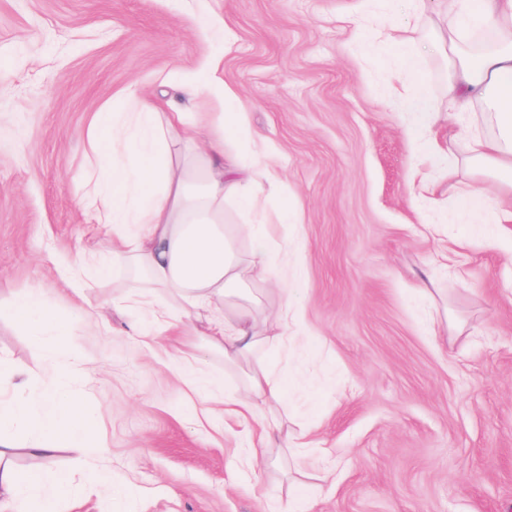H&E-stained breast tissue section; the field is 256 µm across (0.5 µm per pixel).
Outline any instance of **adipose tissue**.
I'll return each mask as SVG.
<instances>
[{"label":"adipose tissue","mask_w":512,"mask_h":512,"mask_svg":"<svg viewBox=\"0 0 512 512\" xmlns=\"http://www.w3.org/2000/svg\"><path fill=\"white\" fill-rule=\"evenodd\" d=\"M383 2L377 13L361 2L350 21L358 30L376 23L379 37L397 44L402 65H409L408 41L392 34L395 0ZM443 2L449 50H456L463 28H489L496 34L492 48L461 58L448 84V100L475 124L481 115L472 111V104L488 107L496 134L474 137L464 150L512 186V0H477L472 10L462 9L460 0ZM128 99L133 107L129 118L116 121L99 112L92 122L93 132H107L122 146L113 157H97L106 176L91 180L86 191L95 223L112 228V247L107 257L91 256L75 270V278L102 272L110 262L136 271L137 279L113 297V308L146 312L149 324L136 330L144 339L178 332L183 358L201 348L223 355L225 366L240 380L237 391L224 399L225 412L259 426L248 460L267 459L275 448L306 452L307 430L284 429L283 387L264 358L282 341L283 327L303 317L285 297L271 315L263 313L270 287H288L287 276L277 267L290 260L291 252L271 240L265 225L224 221L225 203L254 210L260 201L281 193L280 181L260 157L226 152L227 140L246 133L243 113L229 104L218 125L203 135L187 124L184 113L160 111L158 104L133 91ZM403 109L426 131L422 147L427 157L447 161L448 152L433 131L430 91L418 88L405 97ZM50 306L44 288L0 302L39 349L45 323H53L58 335L71 333L69 323L51 322ZM80 371L75 361L56 367L55 386L40 416H33L26 404L10 405L14 424L27 434L23 453L54 459L68 446L72 425L85 422L83 399L71 389ZM13 450L10 441L0 438V512H54L58 488L49 486L43 475L18 479L9 461Z\"/></svg>","instance_id":"1"}]
</instances>
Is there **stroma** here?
Masks as SVG:
<instances>
[{"instance_id": "obj_1", "label": "stroma", "mask_w": 512, "mask_h": 512, "mask_svg": "<svg viewBox=\"0 0 512 512\" xmlns=\"http://www.w3.org/2000/svg\"><path fill=\"white\" fill-rule=\"evenodd\" d=\"M355 0H0V298L48 289L73 326L68 348L91 364V434L49 463L16 454L20 477L52 472L70 486L59 512H283L304 488L311 512H512V238L462 220L456 186L474 182L490 207L512 202L494 172L456 157L444 175L410 141L394 96L425 83L448 122L449 62L434 50L439 0H403L395 20L413 66L373 36L356 46ZM219 76L237 94L247 137L277 174L282 196L231 224L268 225L299 257L293 286L304 311L278 354L288 423L307 425L306 455L247 467L256 426L212 413L192 392L201 375L220 393L237 378L201 350L186 365L166 341L133 336L112 295L126 271L76 282L69 270L112 229L85 199L94 112L127 109L125 89L212 127L222 106L183 81ZM436 180L434 201L415 173ZM97 305L92 324L76 314ZM448 333L431 336L434 317ZM0 356L30 374L0 401L44 405L48 363L9 314ZM129 496L82 490L89 436Z\"/></svg>"}]
</instances>
